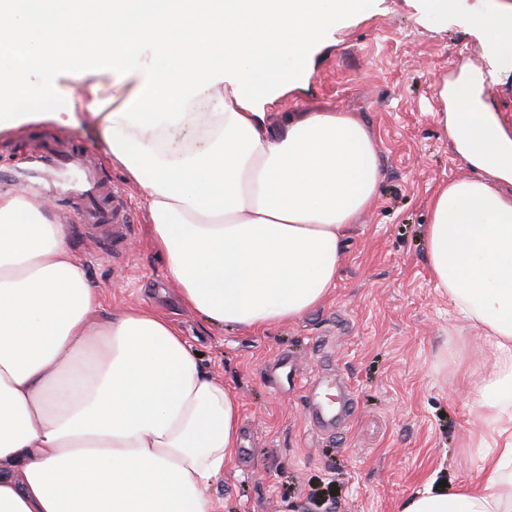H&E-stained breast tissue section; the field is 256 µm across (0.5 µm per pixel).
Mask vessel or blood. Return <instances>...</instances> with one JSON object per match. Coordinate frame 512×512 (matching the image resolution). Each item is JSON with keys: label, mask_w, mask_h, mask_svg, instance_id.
<instances>
[{"label": "vessel or blood", "mask_w": 512, "mask_h": 512, "mask_svg": "<svg viewBox=\"0 0 512 512\" xmlns=\"http://www.w3.org/2000/svg\"><path fill=\"white\" fill-rule=\"evenodd\" d=\"M32 173L54 183L56 197L64 209L77 211L79 224L89 230L106 251H122L131 232V213L124 198L106 181L92 160L91 150L80 142L64 138L37 151ZM311 421L319 428H333L345 420L346 410L325 407L311 399Z\"/></svg>", "instance_id": "obj_1"}]
</instances>
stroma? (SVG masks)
Instances as JSON below:
<instances>
[{"mask_svg":"<svg viewBox=\"0 0 512 512\" xmlns=\"http://www.w3.org/2000/svg\"><path fill=\"white\" fill-rule=\"evenodd\" d=\"M490 0H455L446 24L419 0H373L340 20L308 67L275 87L267 112H350L375 140L382 178L345 238L336 286L302 318L262 331L208 326L179 298L154 250L143 196L84 126L27 125L0 134V196H25L20 159L33 141L74 137L98 153L135 222L125 252L96 248L49 203L51 223L97 288L105 311L143 305L172 319L203 365L240 402V444L210 495L217 512H399L431 479L478 475L476 437L494 433L468 396L493 364L479 332L449 312L429 269L425 227L441 183L466 176L437 119L441 77L463 56L485 63L475 21ZM347 387L352 419L322 432L307 385Z\"/></svg>","mask_w":512,"mask_h":512,"instance_id":"stroma-1","label":"stroma"}]
</instances>
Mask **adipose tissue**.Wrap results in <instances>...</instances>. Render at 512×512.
<instances>
[{
    "instance_id": "1",
    "label": "adipose tissue",
    "mask_w": 512,
    "mask_h": 512,
    "mask_svg": "<svg viewBox=\"0 0 512 512\" xmlns=\"http://www.w3.org/2000/svg\"><path fill=\"white\" fill-rule=\"evenodd\" d=\"M371 0H0V132L98 128L144 196L182 302L246 332L301 318L336 283L346 233L374 199L376 145L348 112L259 110L312 46ZM487 65L461 59L438 120L467 177L425 228L437 290L495 362L473 394L495 432L476 481L426 485L400 512H512V123L492 102L512 61V5L478 19ZM123 99L103 111L100 76ZM79 104H63V80ZM172 128L203 149L161 157ZM235 394L165 315L101 310L62 225L0 198V512H214L239 445Z\"/></svg>"
}]
</instances>
